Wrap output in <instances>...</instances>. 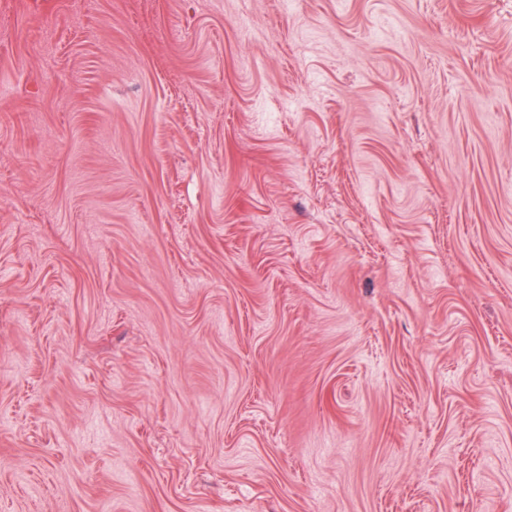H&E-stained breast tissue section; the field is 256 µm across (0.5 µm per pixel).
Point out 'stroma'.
I'll use <instances>...</instances> for the list:
<instances>
[{
    "instance_id": "stroma-1",
    "label": "stroma",
    "mask_w": 512,
    "mask_h": 512,
    "mask_svg": "<svg viewBox=\"0 0 512 512\" xmlns=\"http://www.w3.org/2000/svg\"><path fill=\"white\" fill-rule=\"evenodd\" d=\"M0 512H512V0H0Z\"/></svg>"
}]
</instances>
